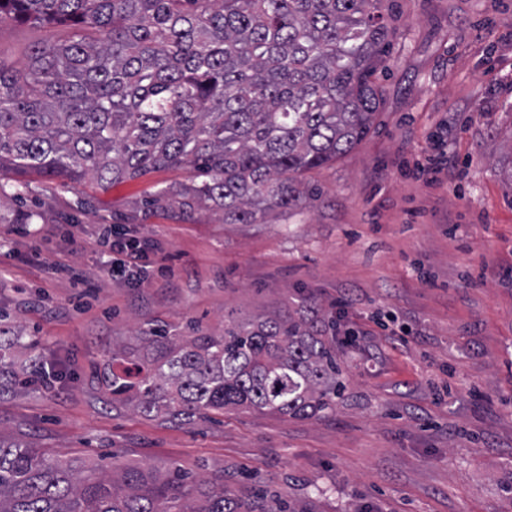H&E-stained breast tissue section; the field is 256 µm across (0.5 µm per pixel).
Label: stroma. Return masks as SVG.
Segmentation results:
<instances>
[{"mask_svg": "<svg viewBox=\"0 0 512 512\" xmlns=\"http://www.w3.org/2000/svg\"><path fill=\"white\" fill-rule=\"evenodd\" d=\"M395 37L375 80L374 129L303 181L311 205L265 224L199 211L182 222L138 204L187 182L169 168L107 188L39 178L0 192V310L70 381L0 396V437L87 466L223 469L313 512H512V0H392ZM69 35L0 16V61ZM454 127L452 177L416 179L433 135ZM128 229L161 247L140 288L102 277L99 234ZM38 224L43 263L29 262ZM71 234L75 249L56 247ZM350 301L346 389L312 419L243 410L167 421L113 401L106 353L142 356L146 323L217 334L225 320Z\"/></svg>", "mask_w": 512, "mask_h": 512, "instance_id": "stroma-1", "label": "stroma"}]
</instances>
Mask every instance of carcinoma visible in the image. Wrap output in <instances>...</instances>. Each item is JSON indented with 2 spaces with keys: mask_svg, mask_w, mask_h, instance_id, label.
Wrapping results in <instances>:
<instances>
[{
  "mask_svg": "<svg viewBox=\"0 0 512 512\" xmlns=\"http://www.w3.org/2000/svg\"><path fill=\"white\" fill-rule=\"evenodd\" d=\"M388 0H0V15L64 25L67 39L32 48L25 68L0 62V177H89L104 187L185 167L190 183L143 200L201 208L226 224H262L314 192L301 180L374 128L384 90L372 77L394 31ZM137 361L112 348V399L146 417L224 410L311 418L344 388L325 312L230 320L219 335L141 331ZM33 339L0 327V392ZM255 504L224 470L178 465L83 470L0 437V512H310L266 493Z\"/></svg>",
  "mask_w": 512,
  "mask_h": 512,
  "instance_id": "1",
  "label": "carcinoma"
}]
</instances>
